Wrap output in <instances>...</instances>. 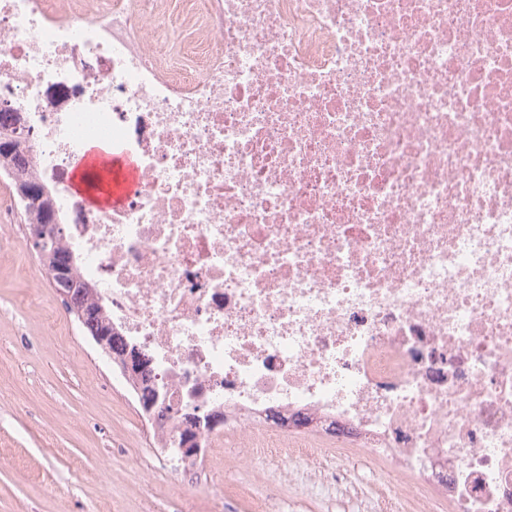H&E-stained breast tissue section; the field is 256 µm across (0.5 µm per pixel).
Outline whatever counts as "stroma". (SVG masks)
I'll return each mask as SVG.
<instances>
[{
  "label": "stroma",
  "mask_w": 512,
  "mask_h": 512,
  "mask_svg": "<svg viewBox=\"0 0 512 512\" xmlns=\"http://www.w3.org/2000/svg\"><path fill=\"white\" fill-rule=\"evenodd\" d=\"M224 444L186 485L110 360L66 310L19 216L0 218V512H356L259 475Z\"/></svg>",
  "instance_id": "35a3bbf8"
}]
</instances>
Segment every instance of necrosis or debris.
Returning a JSON list of instances; mask_svg holds the SVG:
<instances>
[{
	"label": "necrosis or debris",
	"mask_w": 512,
	"mask_h": 512,
	"mask_svg": "<svg viewBox=\"0 0 512 512\" xmlns=\"http://www.w3.org/2000/svg\"><path fill=\"white\" fill-rule=\"evenodd\" d=\"M0 112L168 406L282 472L369 449L377 512H512V0H0ZM110 164H112L113 171L120 170V184H113L111 197L100 191H94L90 196L83 195L92 204L99 206L119 204L123 193L133 187L137 181L138 173L134 161L128 155L112 151V148H109V152H104L86 146L72 170V176L77 182L89 181L92 171L102 175L106 174ZM91 180L93 181V178Z\"/></svg>",
	"instance_id": "necrosis-or-debris-1"
}]
</instances>
